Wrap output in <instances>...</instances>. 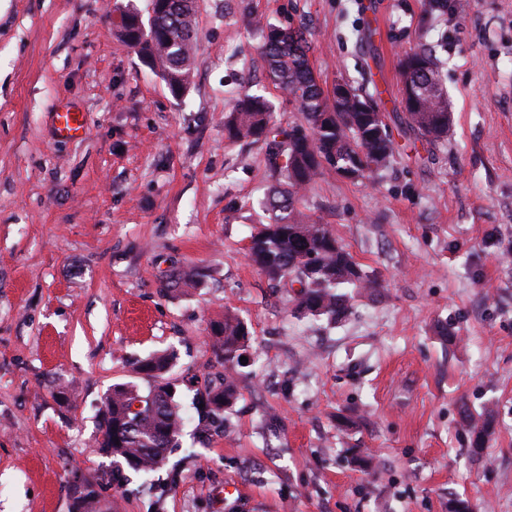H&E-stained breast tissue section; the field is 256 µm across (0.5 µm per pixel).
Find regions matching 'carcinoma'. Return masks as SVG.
Here are the masks:
<instances>
[{
    "instance_id": "carcinoma-1",
    "label": "carcinoma",
    "mask_w": 512,
    "mask_h": 512,
    "mask_svg": "<svg viewBox=\"0 0 512 512\" xmlns=\"http://www.w3.org/2000/svg\"><path fill=\"white\" fill-rule=\"evenodd\" d=\"M153 15L143 20L136 10L120 15V36L142 62L158 71L170 93L182 97L190 83L193 49L197 41L196 0H150ZM264 36L262 53L270 77L290 96L301 116L298 123L275 127L272 105L260 95L243 94L225 113L224 130L235 140L263 141L267 161L278 184L265 196L267 223L250 242L249 256L273 281L298 285L294 316L324 317L330 322L350 312L354 294L373 293L380 284L356 262L339 242L330 225L305 217L297 208L307 188L327 168L348 171L354 181L373 179L396 157L380 104L366 90L348 85L345 99L329 97L309 64V41L300 28L278 27L262 19L253 21ZM413 61L400 64L405 98L406 127L436 143L448 137V95L431 52L417 48L405 54ZM201 284L194 269L170 274L165 291L189 293ZM216 356L224 364V387L205 389L197 404L199 427L209 432L224 424V409L236 399L240 357L247 351L249 331L233 314L214 328ZM173 362L169 353L155 354L134 364L140 382L116 384L103 401L102 422L96 444L112 457V467L124 465L150 472L166 459L181 432V410L168 393L166 374ZM462 420L469 436V451L483 453L494 435L495 412L486 407ZM76 512H107L95 477L76 475L68 482Z\"/></svg>"
}]
</instances>
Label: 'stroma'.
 <instances>
[{"instance_id":"stroma-1","label":"stroma","mask_w":512,"mask_h":512,"mask_svg":"<svg viewBox=\"0 0 512 512\" xmlns=\"http://www.w3.org/2000/svg\"><path fill=\"white\" fill-rule=\"evenodd\" d=\"M129 5L147 0H0V512H70L73 472H112L103 398L165 349L185 426L162 466L103 484L112 512H448L455 496L512 512V0L440 16L426 0H198L179 99L119 36ZM253 16L308 29L325 90L378 93L398 151L369 183L325 170L299 204L382 284L336 324L296 319L246 257L275 179L224 114L248 90L275 124L299 119ZM417 46L448 90L437 145L403 123L400 62ZM68 108L81 138L54 132ZM191 265L204 288L163 294ZM228 311L250 361L223 430L202 436L193 398L222 371L209 326ZM486 405L496 434L476 457L460 409ZM365 454L367 471L352 462Z\"/></svg>"}]
</instances>
